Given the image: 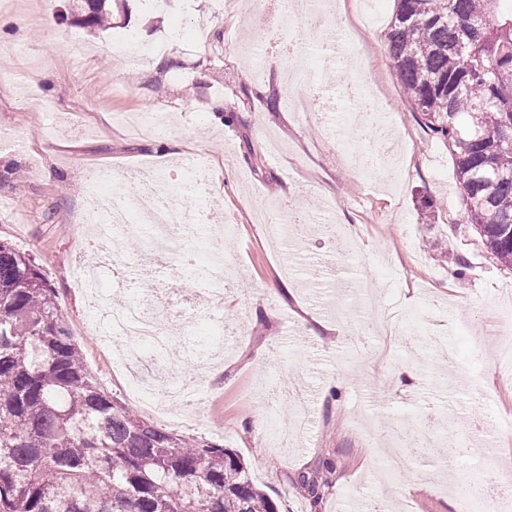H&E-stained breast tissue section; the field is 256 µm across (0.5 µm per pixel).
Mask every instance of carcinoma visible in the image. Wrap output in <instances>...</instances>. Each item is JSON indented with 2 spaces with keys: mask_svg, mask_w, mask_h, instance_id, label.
<instances>
[{
  "mask_svg": "<svg viewBox=\"0 0 512 512\" xmlns=\"http://www.w3.org/2000/svg\"><path fill=\"white\" fill-rule=\"evenodd\" d=\"M88 26L112 0H81ZM397 0L395 74L451 152L468 223L512 268V10ZM29 254L0 241V512H279L244 460L105 391Z\"/></svg>",
  "mask_w": 512,
  "mask_h": 512,
  "instance_id": "1",
  "label": "carcinoma"
}]
</instances>
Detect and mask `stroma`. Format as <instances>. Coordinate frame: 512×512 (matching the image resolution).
Returning <instances> with one entry per match:
<instances>
[{"instance_id":"stroma-1","label":"stroma","mask_w":512,"mask_h":512,"mask_svg":"<svg viewBox=\"0 0 512 512\" xmlns=\"http://www.w3.org/2000/svg\"><path fill=\"white\" fill-rule=\"evenodd\" d=\"M71 7L72 0H0V134L26 136L23 147L0 146V239L35 260L69 327L89 312L72 266L90 174L108 167L120 181L162 168L177 180L178 160L201 153L212 164L220 221L232 227L224 244L232 280L194 279L189 265L198 255L187 243L143 278L135 232L109 244L125 283L107 286V299L124 302L151 288L165 308L164 290L176 288L202 322L224 323L222 367L200 378L205 407L175 433L239 454L280 512H459L457 480L511 478L502 466L512 465V406L504 401L512 378L499 373L497 357L512 345V306L502 299L512 292V270L466 223L448 147L395 75L387 47L395 0H381L369 27L345 0L335 23L357 33L349 52L299 26L271 28L244 0H181L171 12L121 0L107 31L62 22ZM46 13L53 28L41 24ZM178 21L199 30V40L133 67V47L113 42L126 31L162 42ZM72 34L84 50L77 64L62 49ZM290 41L315 69L301 88L267 64ZM349 60L389 120L386 136L363 129L345 97ZM37 72L44 78L35 84ZM338 114L353 118L355 158L327 130ZM425 199L436 205L428 221ZM329 223L348 230L354 249L334 254ZM283 224L311 231L284 241ZM456 254L465 273L449 261ZM377 315L404 330L395 354L377 355L378 337L364 335ZM319 325L330 328L322 341ZM99 338L93 330L77 338L89 370L105 391L160 423ZM400 419L429 442L473 453L409 451L381 470L385 425ZM274 424L287 429V446L268 437ZM326 461L331 485L314 506L304 483Z\"/></svg>"}]
</instances>
